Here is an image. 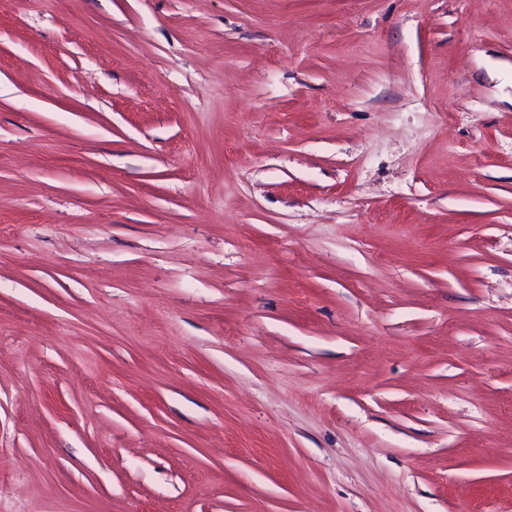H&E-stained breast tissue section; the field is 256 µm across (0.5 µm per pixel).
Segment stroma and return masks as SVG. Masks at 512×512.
Masks as SVG:
<instances>
[{
  "label": "stroma",
  "mask_w": 512,
  "mask_h": 512,
  "mask_svg": "<svg viewBox=\"0 0 512 512\" xmlns=\"http://www.w3.org/2000/svg\"><path fill=\"white\" fill-rule=\"evenodd\" d=\"M0 512H512V0H0Z\"/></svg>",
  "instance_id": "obj_1"
}]
</instances>
